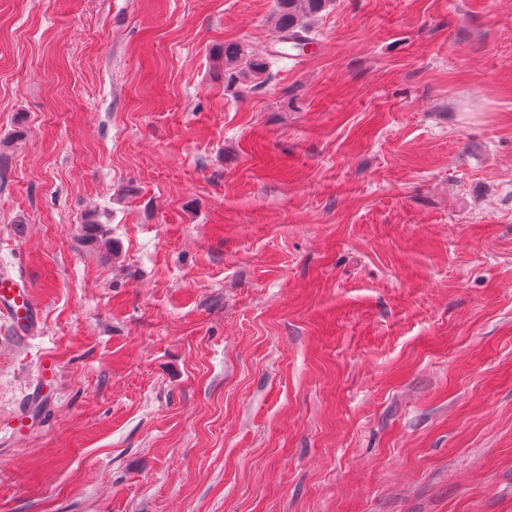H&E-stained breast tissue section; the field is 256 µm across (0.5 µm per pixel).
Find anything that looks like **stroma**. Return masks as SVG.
I'll return each mask as SVG.
<instances>
[{
  "mask_svg": "<svg viewBox=\"0 0 512 512\" xmlns=\"http://www.w3.org/2000/svg\"><path fill=\"white\" fill-rule=\"evenodd\" d=\"M275 8L0 0V512H512V0ZM332 0H277L274 37L276 44L288 43L301 55L314 35L306 19L322 12ZM224 65L225 67L239 68V72L250 82H255L266 75L270 62L268 57L249 55L244 47L237 42H228L224 45ZM270 73L268 72V77ZM0 313L9 316L15 330L21 335L38 328L37 305L27 288L12 276H0Z\"/></svg>",
  "mask_w": 512,
  "mask_h": 512,
  "instance_id": "stroma-1",
  "label": "stroma"
}]
</instances>
